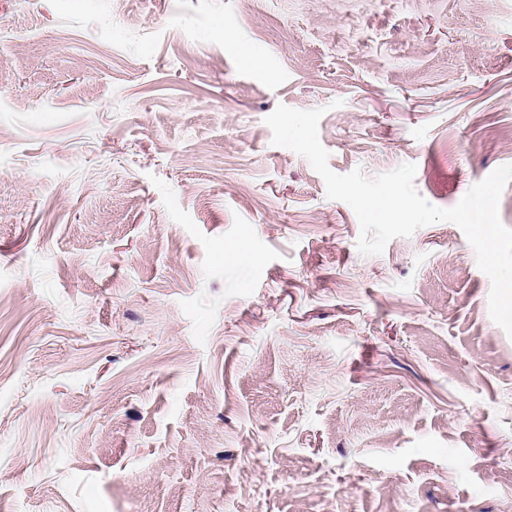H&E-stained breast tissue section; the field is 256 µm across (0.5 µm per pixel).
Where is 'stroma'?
<instances>
[{"label":"stroma","instance_id":"1","mask_svg":"<svg viewBox=\"0 0 512 512\" xmlns=\"http://www.w3.org/2000/svg\"><path fill=\"white\" fill-rule=\"evenodd\" d=\"M281 104L452 208L512 164V0H0V512H512L472 247L362 255Z\"/></svg>","mask_w":512,"mask_h":512}]
</instances>
